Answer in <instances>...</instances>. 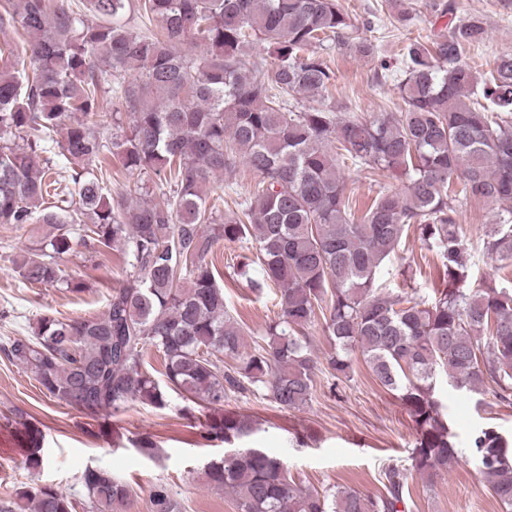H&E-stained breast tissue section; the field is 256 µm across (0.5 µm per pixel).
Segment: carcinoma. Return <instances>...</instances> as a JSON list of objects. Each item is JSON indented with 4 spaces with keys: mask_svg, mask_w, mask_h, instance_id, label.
Segmentation results:
<instances>
[{
    "mask_svg": "<svg viewBox=\"0 0 512 512\" xmlns=\"http://www.w3.org/2000/svg\"><path fill=\"white\" fill-rule=\"evenodd\" d=\"M88 6L97 17L91 25L69 0H0V30L29 36L19 56L0 46V225L49 227L13 259L30 285L85 291V279L60 268L80 247L91 258L116 251L128 271L101 315L43 314L31 334L1 343L0 354L31 373L46 397L96 422L135 403L161 410L168 393L182 395L183 415L202 436L235 447L203 474L236 498L239 512H398L409 477L432 487L458 461L440 382L477 409L488 392L512 407V289L467 286L474 255L458 223L464 202H512V54L478 79L465 54L485 40V19L458 17L456 0H428L448 24L402 48V112L365 119L325 104L335 73L319 49L336 42L363 57L378 52L374 40L353 36L355 22L338 0ZM388 7L407 27L404 0ZM139 12L156 17L160 30L132 31L128 18ZM263 42L271 59L247 63L246 48ZM188 43L203 54L182 52ZM262 65L263 80L253 73ZM103 95L113 114L133 116L110 138ZM341 159L400 180L405 191L383 185L357 214ZM114 160L154 175L166 199H146L136 182L112 191L103 168ZM240 162L258 181L219 224L207 185ZM71 185L78 200L63 216L50 199ZM410 231L435 254L443 287L428 298L405 288L381 295L377 274ZM221 242L256 253L239 262L244 275L259 265L254 292L279 287L277 319L251 347L209 259ZM484 254L512 258L511 210L499 215ZM317 320L330 376L349 379L361 359L412 422L411 470L387 467L381 495L296 482L281 459L246 446L252 422L224 409L236 393L304 409L316 384L308 329ZM148 349L162 360L161 380L145 364ZM12 415L28 465L41 466V430L23 410ZM470 444L486 457L481 481L512 512V434L485 424ZM80 482L79 499L23 483L0 497V512H126L132 491L111 473L87 468ZM148 496L152 512H181L163 483Z\"/></svg>",
    "mask_w": 512,
    "mask_h": 512,
    "instance_id": "obj_1",
    "label": "carcinoma"
}]
</instances>
